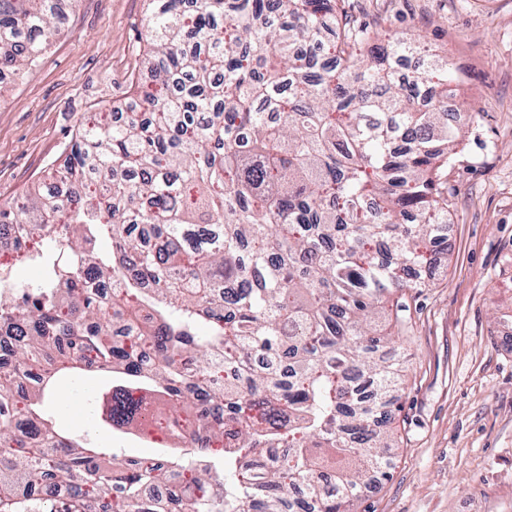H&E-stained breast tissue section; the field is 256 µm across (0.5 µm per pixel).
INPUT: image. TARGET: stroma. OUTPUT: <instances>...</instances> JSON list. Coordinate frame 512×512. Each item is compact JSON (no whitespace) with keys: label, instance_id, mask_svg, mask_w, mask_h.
Segmentation results:
<instances>
[{"label":"stroma","instance_id":"1","mask_svg":"<svg viewBox=\"0 0 512 512\" xmlns=\"http://www.w3.org/2000/svg\"><path fill=\"white\" fill-rule=\"evenodd\" d=\"M152 0H78L35 67L0 98V206L48 183L90 111L153 85L145 19ZM358 23L421 38L448 59L470 117L448 165V247L428 254V288L406 294V329L384 348L403 364L379 485L353 512H512V0H347ZM102 375L61 383L55 410L73 437L121 458L148 441L71 414Z\"/></svg>","mask_w":512,"mask_h":512}]
</instances>
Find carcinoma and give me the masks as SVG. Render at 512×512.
<instances>
[{"mask_svg": "<svg viewBox=\"0 0 512 512\" xmlns=\"http://www.w3.org/2000/svg\"><path fill=\"white\" fill-rule=\"evenodd\" d=\"M58 15L0 0V65L34 66ZM145 25L156 91L87 113L46 189L0 207L42 270L0 267V512H349L394 447L401 369L375 352L448 223L454 72L345 0H157ZM91 370L119 374L99 426L155 459L56 428L58 376Z\"/></svg>", "mask_w": 512, "mask_h": 512, "instance_id": "cac0c4a2", "label": "carcinoma"}]
</instances>
